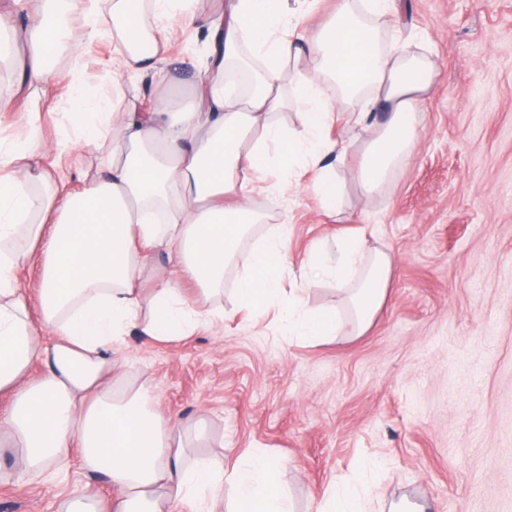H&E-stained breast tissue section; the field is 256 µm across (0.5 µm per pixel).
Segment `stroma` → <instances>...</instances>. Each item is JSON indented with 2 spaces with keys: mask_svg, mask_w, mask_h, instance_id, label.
<instances>
[{
  "mask_svg": "<svg viewBox=\"0 0 512 512\" xmlns=\"http://www.w3.org/2000/svg\"><path fill=\"white\" fill-rule=\"evenodd\" d=\"M386 43L425 51L437 66L421 105L423 138L405 166L373 196L350 166L336 170L343 205L329 215L311 191L267 192L266 174L252 194L264 219L240 243L249 251L277 225L284 245L287 293L313 307L351 310L330 277L311 267L336 260V235L371 224L370 244L389 254L387 293L371 326L321 341L284 335L277 306H237V266L223 290L207 295L190 280L178 288L206 321L191 332L145 344L129 329L114 355L115 387L148 385L160 412L180 425L175 445L188 458L215 456L225 467L255 450L285 460L295 512L343 485L363 512H512V0H395ZM122 46L106 35L86 43L80 63L61 55L59 74L82 73L87 95L107 97L114 111L192 99L205 36L178 29L159 64L163 77L118 71ZM32 54L23 35L0 75V141L39 127L47 148L37 161L81 190V175L100 153L80 139L64 96L40 91L39 121L30 125L15 71ZM67 142L56 150L57 142ZM12 457H0V512H57L67 486L97 498L107 481L71 458L65 482L17 484Z\"/></svg>",
  "mask_w": 512,
  "mask_h": 512,
  "instance_id": "35a3bbf8",
  "label": "stroma"
}]
</instances>
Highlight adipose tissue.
Masks as SVG:
<instances>
[{"label": "adipose tissue", "mask_w": 512, "mask_h": 512, "mask_svg": "<svg viewBox=\"0 0 512 512\" xmlns=\"http://www.w3.org/2000/svg\"><path fill=\"white\" fill-rule=\"evenodd\" d=\"M39 2L24 29L37 55L21 69L19 89L56 84L83 119L84 142L109 139L114 148L73 195L35 165L44 146L37 133L0 147V396L10 400L0 411V447L13 452L18 476L41 478L66 467L71 446H79L81 468L104 476L114 490L104 504L73 487L58 512H176L183 503L223 497L228 484L236 490L231 512H292L282 491L283 462L257 452L246 466L228 471L216 459L189 461L173 449L175 427L147 389L113 391L117 361L110 351L132 326L149 343L182 335L195 323L172 276L148 272L153 255H167L208 292L221 291L226 267L240 264L239 307L270 305L281 291L288 228L240 252L250 225L261 220L249 199L255 177L278 168L271 190L280 193L291 187L295 170L310 171L322 209L337 211L343 187L323 159L338 144L324 131L339 112L365 129L371 113L381 110L389 118L373 131L354 168L364 192L376 193L416 149L418 110L434 64L424 54L386 49L374 20L389 13L392 0H338L334 16L308 38L288 19L287 0H228L226 17L216 19L196 17L185 0ZM148 12L207 32L206 75L192 106L119 117L109 100L84 96L79 73L58 78L52 58L83 53L82 43L65 42L71 13L89 35L118 36L123 52L116 69H153L169 31H148ZM246 48L258 70L241 95L228 91L225 80L230 62ZM326 82L332 95L322 90ZM285 110L295 112V127L275 121ZM36 251L42 284L30 297L16 271ZM336 253L334 266L316 271L344 282L356 263L366 262V274L348 291L356 327L366 329L384 299L390 259L370 248L363 227L338 236ZM147 273L154 286L151 314L142 321L136 283ZM278 321L288 335L312 340L341 329L335 313L297 301L279 311ZM42 326L52 344L41 342ZM35 362L44 373L26 381Z\"/></svg>", "instance_id": "adipose-tissue-1"}]
</instances>
